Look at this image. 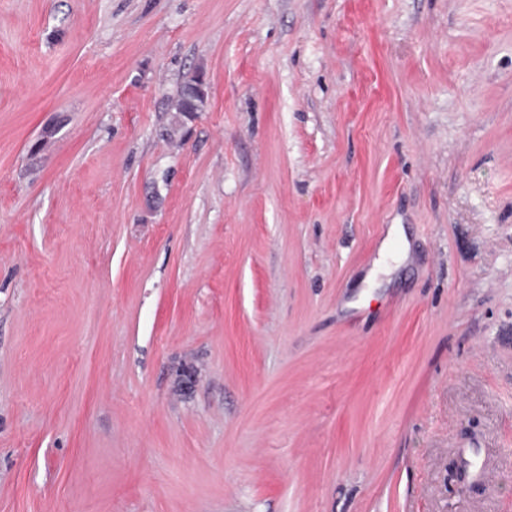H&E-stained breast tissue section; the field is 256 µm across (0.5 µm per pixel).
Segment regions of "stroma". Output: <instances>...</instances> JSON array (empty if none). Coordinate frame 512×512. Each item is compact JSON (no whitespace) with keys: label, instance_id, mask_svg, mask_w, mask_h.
I'll return each instance as SVG.
<instances>
[{"label":"stroma","instance_id":"obj_1","mask_svg":"<svg viewBox=\"0 0 512 512\" xmlns=\"http://www.w3.org/2000/svg\"><path fill=\"white\" fill-rule=\"evenodd\" d=\"M0 512H512V0H0ZM185 84L193 85L203 94L205 98L207 94L203 90L202 86L205 85L204 75L201 72H194L188 76ZM190 89L189 87L183 86L178 99L176 100L173 110L176 114L181 115L185 112H202L205 108L203 97L200 96L197 89Z\"/></svg>","mask_w":512,"mask_h":512}]
</instances>
